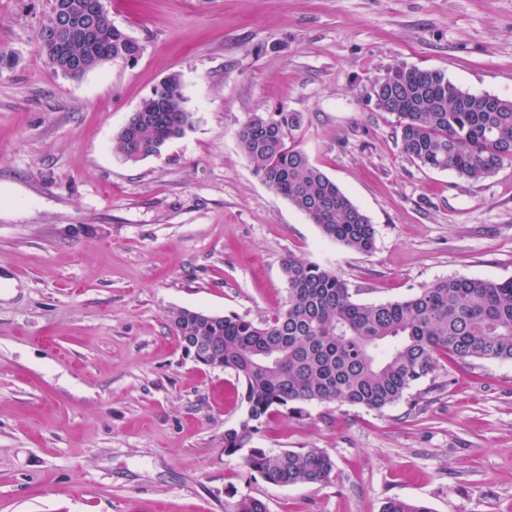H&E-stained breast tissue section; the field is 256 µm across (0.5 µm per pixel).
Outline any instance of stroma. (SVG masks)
I'll return each mask as SVG.
<instances>
[{
    "mask_svg": "<svg viewBox=\"0 0 512 512\" xmlns=\"http://www.w3.org/2000/svg\"><path fill=\"white\" fill-rule=\"evenodd\" d=\"M133 63L72 78L40 59L51 0H0V512H512V361L451 358L381 410L306 406L253 444L318 448L330 482L280 486L224 451L235 375L187 357L169 316L270 318L283 261L335 269L378 304L436 280L512 279V165L469 181L405 156L368 101L405 63L512 99V0H105ZM179 74L192 125L124 161L115 137ZM296 112L293 142L376 229L327 239L243 156L255 114Z\"/></svg>",
    "mask_w": 512,
    "mask_h": 512,
    "instance_id": "1",
    "label": "stroma"
}]
</instances>
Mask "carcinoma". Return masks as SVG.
<instances>
[{
	"label": "carcinoma",
	"instance_id": "carcinoma-1",
	"mask_svg": "<svg viewBox=\"0 0 512 512\" xmlns=\"http://www.w3.org/2000/svg\"><path fill=\"white\" fill-rule=\"evenodd\" d=\"M139 43L112 24L96 25L95 42L76 41L67 53L86 70L134 55ZM370 101L395 116L402 153L414 162L478 181L512 162V99L472 93L440 70L404 63L377 79ZM132 113L116 137L124 160L157 155L191 125L179 75L168 76L163 96ZM301 123L296 112L252 115L239 131L240 149L274 193L316 224L322 234L358 252L374 247L375 227L336 182L300 148L288 145ZM285 307L253 322L238 315H211L187 308L170 315L186 354L198 348L209 367L235 374L244 388L245 413L224 431V452L239 454L247 469L281 486L321 484L332 458L318 448L277 452L251 446L273 413L302 414L318 402L381 410L433 376L440 359L512 360V279H440L415 295L380 304L355 301L330 267L293 256L283 262ZM227 512H267L264 502L242 498ZM382 512H432L423 503L389 498Z\"/></svg>",
	"mask_w": 512,
	"mask_h": 512
}]
</instances>
